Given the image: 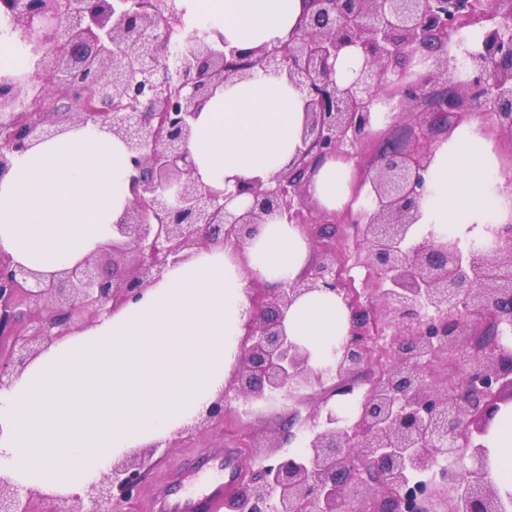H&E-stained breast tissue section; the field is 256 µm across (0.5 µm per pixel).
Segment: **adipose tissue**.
Here are the masks:
<instances>
[{"label": "adipose tissue", "mask_w": 512, "mask_h": 512, "mask_svg": "<svg viewBox=\"0 0 512 512\" xmlns=\"http://www.w3.org/2000/svg\"><path fill=\"white\" fill-rule=\"evenodd\" d=\"M185 30L207 24L250 50L284 42L305 0H179ZM305 92L260 71L225 82L199 113L189 142L195 175L217 190L270 181L292 165L306 123ZM124 142L92 126L44 139L0 180V253L47 274L93 256L129 205ZM325 210L352 203L348 163L321 161L306 184ZM512 222V184L496 141L472 114L433 149L415 237L482 236ZM311 253L300 225L274 219L251 238L195 252L162 270L140 298L50 344L0 390V479L45 492H76L132 448L170 438L205 415L227 385L246 336L253 282L289 283ZM287 331L324 365L349 329L340 298L299 297ZM490 476L512 492V404L487 437Z\"/></svg>", "instance_id": "1"}]
</instances>
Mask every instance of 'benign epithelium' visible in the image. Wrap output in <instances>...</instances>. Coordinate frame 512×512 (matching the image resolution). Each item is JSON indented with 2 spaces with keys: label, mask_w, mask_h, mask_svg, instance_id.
Wrapping results in <instances>:
<instances>
[{
  "label": "benign epithelium",
  "mask_w": 512,
  "mask_h": 512,
  "mask_svg": "<svg viewBox=\"0 0 512 512\" xmlns=\"http://www.w3.org/2000/svg\"><path fill=\"white\" fill-rule=\"evenodd\" d=\"M13 0V34L19 41L50 34V47L35 48L38 67L21 82L0 76V180L14 158L74 122L107 129L126 144L134 174V199L112 239L90 259L52 275L0 256V390L39 354L33 345L72 333L87 315L92 323L135 300L162 269L197 249L244 241L278 216L308 223L294 206L316 162L355 145L372 131L377 104H389L396 83L416 55L434 69L403 87V107L423 109L422 144H387L381 164L366 176L371 212L362 214V264L368 305L348 285L336 255L325 254L291 283L260 290L237 365L236 397L244 401L291 396L323 388L307 416L301 451L278 457L224 499L227 512H436L458 492L448 512H508L489 479V450L481 442L501 406L512 401V222L495 228L485 250L434 235L409 241L417 219L430 142L471 112L493 120L512 139V14L488 9L483 0H309L289 39L248 52L234 66L237 49L211 40L173 57L169 44L182 25L177 0ZM484 19V41L467 54L472 77L457 82L448 68V42L458 29ZM93 49L85 68L91 87L63 62L76 48ZM355 47L364 56L358 77L340 86L339 54ZM256 69L304 87L309 100L302 135L306 159L267 184L243 181L226 194L194 176L188 144L192 121L216 90ZM53 82L57 94L44 91ZM93 94L101 106L90 110ZM246 195L249 206L227 208ZM314 290L335 293L349 313V331L327 368L313 369L308 354L288 336L285 319L294 300ZM391 323V364L359 392V374L371 359L370 323ZM490 327L502 342L475 357L462 378L428 383L422 367L437 352L459 354L476 332ZM360 395L359 415L349 425L336 413L337 396ZM222 394L194 428L224 418ZM146 460L133 457L89 484L70 505L52 512H112L129 500ZM431 476L428 484L416 477ZM49 495L0 483V512H36Z\"/></svg>",
  "instance_id": "benign-epithelium-1"
}]
</instances>
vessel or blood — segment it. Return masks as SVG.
<instances>
[{
  "label": "vessel or blood",
  "instance_id": "b4317fda",
  "mask_svg": "<svg viewBox=\"0 0 512 512\" xmlns=\"http://www.w3.org/2000/svg\"><path fill=\"white\" fill-rule=\"evenodd\" d=\"M207 456L216 473L213 480L204 483L198 471L173 469L152 493L150 512H216L227 493L237 486L241 469L236 453L228 449L212 448Z\"/></svg>",
  "mask_w": 512,
  "mask_h": 512
}]
</instances>
